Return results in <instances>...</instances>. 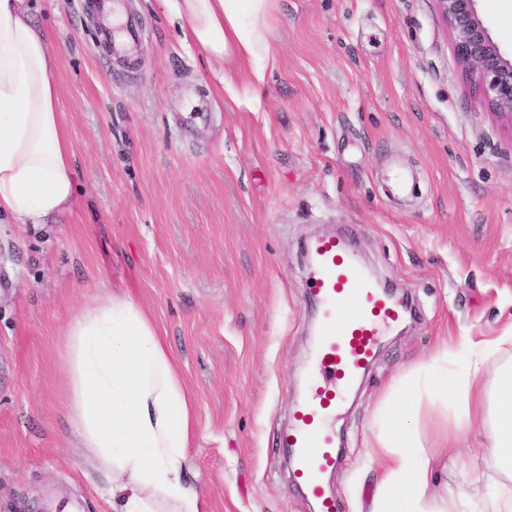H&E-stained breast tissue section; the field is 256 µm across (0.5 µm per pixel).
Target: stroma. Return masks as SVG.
<instances>
[{
	"mask_svg": "<svg viewBox=\"0 0 512 512\" xmlns=\"http://www.w3.org/2000/svg\"><path fill=\"white\" fill-rule=\"evenodd\" d=\"M134 56L106 51L96 0H38L79 193L46 224H0V512H112L77 445L63 331L128 292L196 406L187 477L206 512H314L280 445L307 382L314 313L301 250L350 234L362 266L418 310L388 330L337 413L338 512H369L375 410L446 337L512 319V121L475 94L435 0H277L278 64L258 102L185 43L163 0H123ZM512 53V0H477ZM437 491L474 489L483 460L453 416L414 425Z\"/></svg>",
	"mask_w": 512,
	"mask_h": 512,
	"instance_id": "obj_1",
	"label": "stroma"
}]
</instances>
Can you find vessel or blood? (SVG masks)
<instances>
[{
  "label": "vessel or blood",
  "instance_id": "b4317fda",
  "mask_svg": "<svg viewBox=\"0 0 512 512\" xmlns=\"http://www.w3.org/2000/svg\"><path fill=\"white\" fill-rule=\"evenodd\" d=\"M307 280L319 311L318 340L312 356V384L294 412L284 437L296 462L294 475L317 501L319 512H336L324 476L338 461L331 419L345 393L372 362L383 328L401 323L403 307L373 282L346 237L312 241Z\"/></svg>",
  "mask_w": 512,
  "mask_h": 512
}]
</instances>
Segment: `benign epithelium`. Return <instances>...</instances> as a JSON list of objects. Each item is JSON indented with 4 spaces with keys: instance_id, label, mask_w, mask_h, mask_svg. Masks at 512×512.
I'll list each match as a JSON object with an SVG mask.
<instances>
[{
    "instance_id": "benign-epithelium-1",
    "label": "benign epithelium",
    "mask_w": 512,
    "mask_h": 512,
    "mask_svg": "<svg viewBox=\"0 0 512 512\" xmlns=\"http://www.w3.org/2000/svg\"><path fill=\"white\" fill-rule=\"evenodd\" d=\"M458 62L493 113L512 119V57L496 45L476 9L477 0H436Z\"/></svg>"
}]
</instances>
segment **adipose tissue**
I'll use <instances>...</instances> for the list:
<instances>
[{
    "label": "adipose tissue",
    "mask_w": 512,
    "mask_h": 512,
    "mask_svg": "<svg viewBox=\"0 0 512 512\" xmlns=\"http://www.w3.org/2000/svg\"><path fill=\"white\" fill-rule=\"evenodd\" d=\"M184 41L210 63L250 68L252 92L277 65L270 40L276 0H166ZM31 0H0V217L43 224L67 211L76 173L58 112L56 54L31 17ZM67 407L81 448L111 477L113 512H206L185 479L196 436L193 399L155 326L128 293H109L78 310L64 332ZM512 344L500 336L443 342L408 388L428 383L434 402H454L455 440L470 431L493 467L477 474L476 496L448 491L451 512H512V361L485 362ZM381 461L371 512H438L432 473L410 431L376 439Z\"/></svg>",
    "instance_id": "adipose-tissue-1"
}]
</instances>
